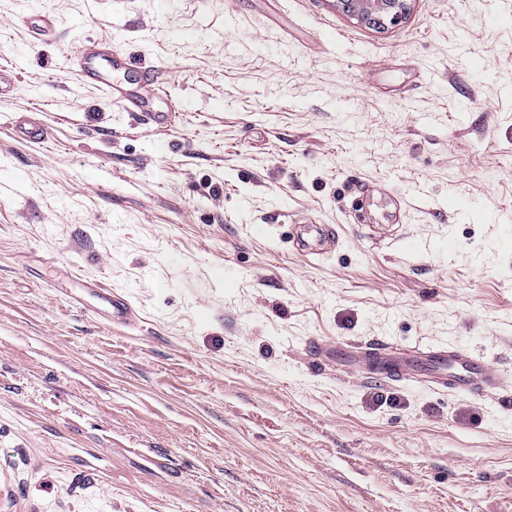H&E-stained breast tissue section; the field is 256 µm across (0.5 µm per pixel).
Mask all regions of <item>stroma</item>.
<instances>
[{"label":"stroma","instance_id":"stroma-1","mask_svg":"<svg viewBox=\"0 0 512 512\" xmlns=\"http://www.w3.org/2000/svg\"><path fill=\"white\" fill-rule=\"evenodd\" d=\"M407 3L0 0V512H512V0ZM101 40L114 84L164 65L171 125L69 67ZM313 337L446 343L499 386ZM346 13L365 23L385 25L395 23L405 11L406 0H336ZM303 235L316 238L318 239V242L322 243L321 245L329 247L334 245L336 241L335 231L330 227L317 224H306L301 226L300 232L297 234V240L301 250L306 253L311 261L327 253V250L325 248H316L309 245ZM87 288L94 292L102 302L101 314L109 319L129 322L132 317V310L128 301L114 292H100L93 282L87 283ZM309 350L312 356H326L340 363L362 360L367 364L368 374L385 383L411 380L466 395L496 385V377L482 357L462 356L443 343L401 353L382 341L366 342L347 351L329 350L319 342L311 341Z\"/></svg>","mask_w":512,"mask_h":512}]
</instances>
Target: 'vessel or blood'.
Returning a JSON list of instances; mask_svg holds the SVG:
<instances>
[{"label": "vessel or blood", "mask_w": 512, "mask_h": 512, "mask_svg": "<svg viewBox=\"0 0 512 512\" xmlns=\"http://www.w3.org/2000/svg\"><path fill=\"white\" fill-rule=\"evenodd\" d=\"M77 61L84 81L107 93L115 89L110 80L111 74L126 72L134 67L130 58L110 50L105 42L83 48L77 55ZM164 94L161 83L152 78L140 94L126 95L125 100L134 111L146 113L154 124L164 125L171 122V113L154 107L155 101L162 99ZM300 232L305 236L300 247L312 260L322 256L324 247L334 245L336 241L334 230L327 226L306 224L301 226ZM99 298L103 316L130 321L132 310L126 299L112 292L100 293ZM309 350L311 355L324 356L340 363L364 361L369 375L379 377L385 383L411 380L466 395L482 392L496 384L495 375L482 357L460 355L442 343L401 353L382 341L367 342L347 351L330 350L313 341L309 344Z\"/></svg>", "instance_id": "b4317fda"}]
</instances>
